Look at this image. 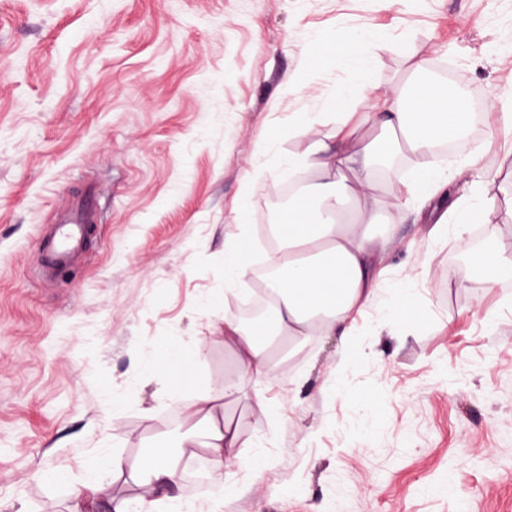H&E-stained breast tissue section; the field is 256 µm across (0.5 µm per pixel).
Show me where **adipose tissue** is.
Returning a JSON list of instances; mask_svg holds the SVG:
<instances>
[{
  "instance_id": "1",
  "label": "adipose tissue",
  "mask_w": 512,
  "mask_h": 512,
  "mask_svg": "<svg viewBox=\"0 0 512 512\" xmlns=\"http://www.w3.org/2000/svg\"><path fill=\"white\" fill-rule=\"evenodd\" d=\"M429 67L428 60H416L402 86L371 93L366 113L355 123L346 117L352 105L349 94L338 92L331 101L336 112L332 135L317 137L316 118L297 115L303 148L289 163L313 172L319 181L296 192L293 203L274 221L279 245L267 283L277 299L274 335L297 339L331 329L345 336L376 301L382 272L374 261L390 239L376 231L378 214L373 208L351 213L347 206L366 194L374 165L394 151L417 160L414 180L396 188V197L412 196L444 181L429 148L457 139L470 111L466 98L423 80ZM224 338L235 347L248 379L262 382L271 377V362L254 329L232 318L224 323ZM209 402V397H202L193 409L206 426L201 439L216 460L234 458L238 433L214 421Z\"/></svg>"
}]
</instances>
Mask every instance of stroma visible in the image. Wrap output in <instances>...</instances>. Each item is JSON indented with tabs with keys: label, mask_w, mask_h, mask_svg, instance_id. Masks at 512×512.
<instances>
[{
	"label": "stroma",
	"mask_w": 512,
	"mask_h": 512,
	"mask_svg": "<svg viewBox=\"0 0 512 512\" xmlns=\"http://www.w3.org/2000/svg\"><path fill=\"white\" fill-rule=\"evenodd\" d=\"M362 30L380 89L439 58L512 99V0H0V512H69L91 461L93 512H512V273L463 283L455 231L393 201L410 155L372 176L394 237L378 305L348 335L268 343L266 382L224 341L228 226L263 242L270 189L249 184L282 185L298 114L362 97L322 54ZM473 138L457 165L477 168L434 204H476L473 230L512 254V133ZM87 199L86 252L42 278V237ZM404 281L420 316L401 327L380 305ZM172 351L198 383L173 385ZM204 393L239 436L219 467L179 446ZM158 439L185 462L164 493L110 468Z\"/></svg>",
	"instance_id": "35a3bbf8"
}]
</instances>
